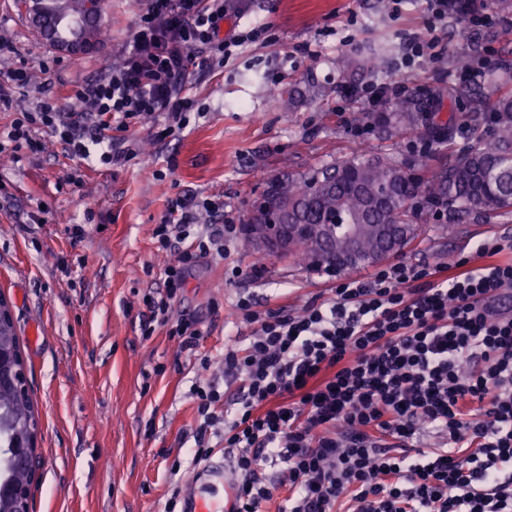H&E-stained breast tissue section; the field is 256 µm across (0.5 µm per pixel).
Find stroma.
Listing matches in <instances>:
<instances>
[{
	"label": "stroma",
	"instance_id": "stroma-1",
	"mask_svg": "<svg viewBox=\"0 0 512 512\" xmlns=\"http://www.w3.org/2000/svg\"><path fill=\"white\" fill-rule=\"evenodd\" d=\"M475 4L491 15L490 26L476 30L456 16L446 37L447 54L489 61L480 76L466 79L436 63L397 70L400 33L428 26L423 0L397 14L383 0H238L241 26H270L273 38L236 49L223 67L192 77L191 95L204 115L184 131L160 141L148 125L128 131L129 140L149 146L155 174L133 162L112 169L68 157L44 133L39 150L0 153L7 195L0 200V295L12 305L39 424L32 512H161L173 488L190 486L197 470L187 463L182 437L199 417L189 388L201 356L219 359L233 344L232 302L246 294L260 310H299L336 279L276 257L255 266L240 243L196 263L172 309L197 320L198 355L181 353L165 329L143 336V296L162 287L160 269L174 260L158 254L152 236L169 200L189 193L220 201L225 220L241 224L271 178L300 177L321 163L384 149L417 159V138L390 137L367 122L358 102L341 99L340 87L369 76L341 72L336 61L381 48L382 78L407 81L415 97L462 83L493 91L499 66L512 63V12L495 0ZM144 9L145 0H106L109 35L99 49L44 71L38 63L52 48L18 0H0V37L14 39L30 66L28 85L16 92L20 104L107 77ZM289 89L288 104L280 94ZM363 125L369 132L361 144L354 132ZM40 205L47 213L36 224L28 214ZM75 226L81 237L71 235ZM489 237L512 238V216L494 224L425 221L420 237L392 260L448 265ZM63 259L72 263L71 275L57 271ZM233 268L239 276L226 279ZM177 460L182 477L175 484L170 468Z\"/></svg>",
	"mask_w": 512,
	"mask_h": 512
}]
</instances>
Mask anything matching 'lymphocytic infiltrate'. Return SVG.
Listing matches in <instances>:
<instances>
[{
  "label": "lymphocytic infiltrate",
  "mask_w": 512,
  "mask_h": 512,
  "mask_svg": "<svg viewBox=\"0 0 512 512\" xmlns=\"http://www.w3.org/2000/svg\"><path fill=\"white\" fill-rule=\"evenodd\" d=\"M234 2L146 0L120 65L72 91L79 112L46 95L20 105L11 90L27 84V69L8 71L0 82V112L15 115L7 141L37 148L42 129L74 158L112 167L141 158L126 136L131 127L160 120L169 135L186 128L196 106L190 77L267 34L264 25L225 31ZM426 2L427 32L405 35L398 69L437 57L448 0ZM220 209L179 195L153 230L158 251L178 258L162 269V289L143 297L142 331L166 328L191 355L202 333L170 310L196 259L224 255L241 230L198 223L200 211ZM503 249L497 239L478 242L449 278L428 262L389 265L367 281L346 278L299 311H260L239 297L231 312L251 331L221 360L237 384L235 408L215 416L223 396L206 377L211 358L201 357L190 387L200 417L193 463L210 458L207 435L220 424L235 451L237 512H259L277 497L278 512H512V311L498 307L512 293V261H490ZM431 434L443 445L421 449ZM271 466L277 479L266 473Z\"/></svg>",
  "instance_id": "obj_1"
}]
</instances>
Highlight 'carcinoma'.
<instances>
[{
  "mask_svg": "<svg viewBox=\"0 0 512 512\" xmlns=\"http://www.w3.org/2000/svg\"><path fill=\"white\" fill-rule=\"evenodd\" d=\"M64 3L48 0L45 19L52 21L65 8L76 21L83 18L84 0ZM345 72L358 69L375 74L373 61H362L354 53L338 59ZM448 98L462 101L477 118L493 114V133L489 140L479 135L462 149L455 148L457 115L437 119L423 126L424 113L440 111L442 93L435 91L424 100L397 97L388 101L386 123L390 136L419 134L425 130L435 143L448 148V164L432 175L414 177L412 166L389 154L364 160L353 157L323 164L300 178H274L269 181L265 204L256 208L244 225V244L263 260L271 252L256 248L255 226L266 223L267 213H280L285 224H297L299 230L288 249L292 262L310 271H327L315 240L326 230L332 232V249L348 244L346 225L362 224L359 249L372 254L378 244L376 226L406 224L409 245L419 237L418 219L426 208L436 204L448 208L455 218L476 216L485 224L512 214V68L499 77V88L487 95L468 85L448 89ZM0 351L9 357L5 373L11 374L24 364L10 306L0 296ZM37 420L29 393L14 386L0 387V488L17 483L30 485L33 476L18 473L12 464L14 449L21 444L36 447Z\"/></svg>",
  "mask_w": 512,
  "mask_h": 512,
  "instance_id": "1",
  "label": "carcinoma"
}]
</instances>
